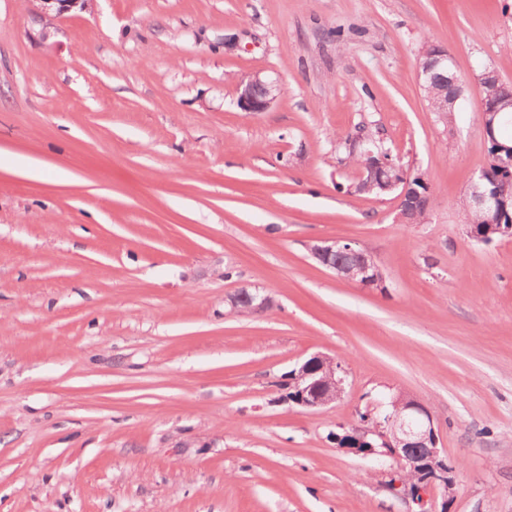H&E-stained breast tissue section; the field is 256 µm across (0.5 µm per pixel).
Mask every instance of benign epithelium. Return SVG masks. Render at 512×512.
I'll return each instance as SVG.
<instances>
[{
  "mask_svg": "<svg viewBox=\"0 0 512 512\" xmlns=\"http://www.w3.org/2000/svg\"><path fill=\"white\" fill-rule=\"evenodd\" d=\"M442 66L449 71L453 82H458L455 70L448 69V52L437 48L430 61L418 62V75L426 80L429 62ZM483 78L492 79L505 90L503 99L481 106V123L484 138L495 136L497 118L512 112V87L488 71ZM277 98V87L273 82L256 73L242 82L237 98V107L244 112L266 111ZM391 152L381 149L367 152V160L361 167L359 184L377 182L384 190L398 192L399 219L411 222L409 214L416 207L417 190L409 178L393 172L395 166L389 159ZM502 174H493L484 166L473 178L468 196L474 208L485 215L486 223L500 225L501 237L512 238V224L503 225V218L512 210V196L502 194L498 184ZM312 257L322 266L332 271L338 278L347 279L359 276L364 282L382 283V273L375 259L344 240H320L310 246ZM294 384L295 405L306 410H319L341 398L344 392L345 377L342 366L332 358L314 354L291 371ZM359 442H365L369 436L377 439L378 444L368 448H357L355 452L364 456H373L378 460L391 461L394 469L389 480L392 490L417 506V512H435L431 493L438 489H452L454 479L447 455L438 447L435 419L428 408L420 401L398 393L385 404L371 405L366 419L354 429Z\"/></svg>",
  "mask_w": 512,
  "mask_h": 512,
  "instance_id": "7a95c632",
  "label": "benign epithelium"
}]
</instances>
